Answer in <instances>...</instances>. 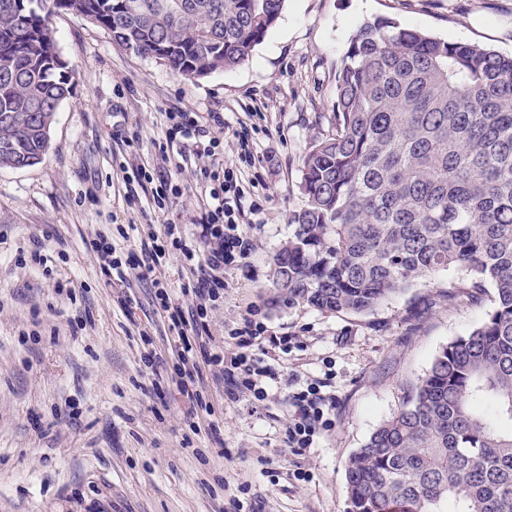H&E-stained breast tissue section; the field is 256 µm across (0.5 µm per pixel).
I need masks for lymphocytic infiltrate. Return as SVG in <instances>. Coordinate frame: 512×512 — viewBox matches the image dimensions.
Listing matches in <instances>:
<instances>
[{"mask_svg":"<svg viewBox=\"0 0 512 512\" xmlns=\"http://www.w3.org/2000/svg\"><path fill=\"white\" fill-rule=\"evenodd\" d=\"M167 118L170 127L166 146L160 147L151 167H137L136 174L151 184L154 209L164 212L173 198L182 194L170 170L171 152L182 156L191 152L207 158L209 166L204 170L200 213L193 233L169 224L163 236L148 234L129 249L104 237L90 241L89 247L105 280L116 279L128 285L150 283L154 313L177 334L168 349L173 365L170 373H157L154 356L144 359L146 368L154 372V388L175 384L189 401L201 405L206 383L211 380L223 384L229 400L264 401L277 379L269 356L276 350H287L288 337L274 334L264 323L248 316L243 317L241 326L230 330L229 343H217L211 329V314L224 295L226 270L244 266L254 249L251 239L239 229L246 220L242 173L237 163L225 162L223 140L210 133L211 128H223L224 117L218 112L203 114L173 108ZM172 254L182 260L188 279L184 291L191 294V305L180 304L169 288L164 266ZM288 407V447L310 448L316 434L330 423L332 395L323 392L321 382L307 383L289 393Z\"/></svg>","mask_w":512,"mask_h":512,"instance_id":"1","label":"lymphocytic infiltrate"}]
</instances>
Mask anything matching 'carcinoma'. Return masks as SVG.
<instances>
[{"mask_svg": "<svg viewBox=\"0 0 512 512\" xmlns=\"http://www.w3.org/2000/svg\"><path fill=\"white\" fill-rule=\"evenodd\" d=\"M285 0H0V167L39 163L71 91L50 18L81 14L186 81L233 69ZM336 133L303 157L278 298L361 314L439 271L495 307L448 343L350 457L348 512H512V55L363 23Z\"/></svg>", "mask_w": 512, "mask_h": 512, "instance_id": "cac0c4a2", "label": "carcinoma"}]
</instances>
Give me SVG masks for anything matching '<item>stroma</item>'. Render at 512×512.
Instances as JSON below:
<instances>
[{"instance_id":"1","label":"stroma","mask_w":512,"mask_h":512,"mask_svg":"<svg viewBox=\"0 0 512 512\" xmlns=\"http://www.w3.org/2000/svg\"><path fill=\"white\" fill-rule=\"evenodd\" d=\"M381 18L512 54V0H285L248 60L192 82L82 16L52 17L71 94L43 160L0 168V512H347L351 454L438 352L494 307L489 288L449 297L453 271L367 314L277 299L271 261L305 204L303 155L336 130V73L350 36ZM171 107L220 112L233 125L261 113L249 130L255 162L243 200L254 251L226 272L212 316L219 339L250 312L291 337L274 395L256 407L227 400L219 385L209 412L190 409L176 388L154 393L143 357L164 352L173 335L152 311L149 285H134L126 302L119 286H104L87 248L99 234L130 245L169 223L190 228L202 160L182 161L184 194L163 214L120 171L165 145ZM36 249L46 265L32 261ZM60 281L72 297L58 294ZM79 313L86 320L75 331ZM314 380L335 406L330 427L299 454L285 443L288 394ZM212 421L223 447L204 432Z\"/></svg>"}]
</instances>
